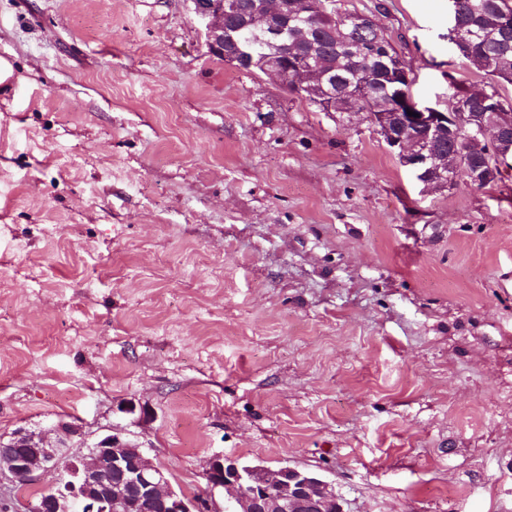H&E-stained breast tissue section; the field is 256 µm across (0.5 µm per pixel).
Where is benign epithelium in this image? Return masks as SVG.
<instances>
[{
	"mask_svg": "<svg viewBox=\"0 0 512 512\" xmlns=\"http://www.w3.org/2000/svg\"><path fill=\"white\" fill-rule=\"evenodd\" d=\"M195 16L205 24L210 54L222 56L239 69L254 64L260 46L266 54L265 73L277 74L281 64L287 71H303L309 57L294 49L298 40L288 30L312 13L307 3L303 12L291 6L286 12L269 7V0H254L252 16L240 18L238 30L251 37L240 41L228 36L224 17L235 13V0H189ZM452 2L449 38L455 48L468 52L472 42L461 22L458 0ZM394 112H380L374 125L400 163L412 169L423 184L451 189L456 179L448 174V154L435 147L446 137L457 139L464 124L470 128V144L482 150L484 161L470 172L469 182L485 185L497 181L499 171L512 167V113L506 103L491 93L474 101L468 94L457 100L455 111L441 112L421 107L413 96L400 90L393 98ZM63 438L52 444L41 432L18 429L8 441L0 439V480L15 484L20 478L35 481L44 472L69 471L74 480L64 490L50 489L41 512H343L339 498L321 478L290 467L278 470L241 467L237 461L216 455L205 473L208 491L190 498L176 491L163 471L146 452L127 441L121 433H104L91 444L93 451L71 454L83 444L86 433L75 422H58ZM217 491L224 492V508L212 507Z\"/></svg>",
	"mask_w": 512,
	"mask_h": 512,
	"instance_id": "benign-epithelium-1",
	"label": "benign epithelium"
}]
</instances>
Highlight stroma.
Instances as JSON below:
<instances>
[{"mask_svg": "<svg viewBox=\"0 0 512 512\" xmlns=\"http://www.w3.org/2000/svg\"><path fill=\"white\" fill-rule=\"evenodd\" d=\"M372 16L447 109L448 0ZM121 431L344 512H512V170L419 182L365 112L209 53L189 0H0V439Z\"/></svg>", "mask_w": 512, "mask_h": 512, "instance_id": "obj_1", "label": "stroma"}]
</instances>
